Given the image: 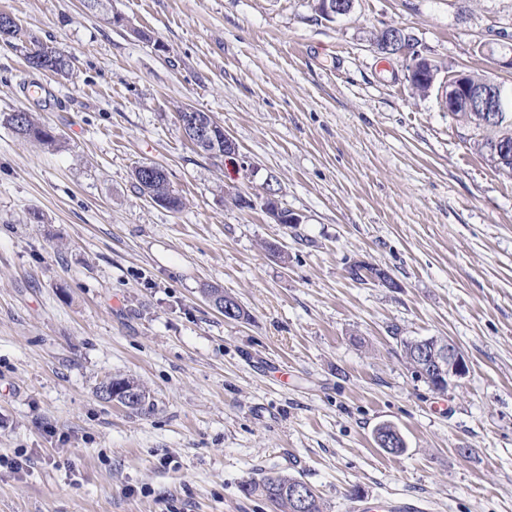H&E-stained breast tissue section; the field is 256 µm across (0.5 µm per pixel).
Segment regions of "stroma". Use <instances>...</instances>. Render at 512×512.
Instances as JSON below:
<instances>
[{
  "mask_svg": "<svg viewBox=\"0 0 512 512\" xmlns=\"http://www.w3.org/2000/svg\"><path fill=\"white\" fill-rule=\"evenodd\" d=\"M0 0V512H277L242 485L287 475L323 512L402 499L512 512V177L373 34L404 28L442 71L512 87V0ZM147 32L139 39L137 30ZM69 55L62 78L27 48ZM47 85L46 100L24 83ZM236 144L199 152L178 112ZM33 113L56 136L15 135ZM162 167L185 202L133 178ZM303 218L279 224L266 186ZM279 243L284 257L271 254ZM391 285L353 278V266ZM236 297L230 321L207 298ZM469 362L434 392L403 340ZM146 391L102 400L114 377ZM389 424L405 449L376 441ZM6 122L16 135L40 145L52 147L56 136L52 131L33 118L29 112H13L6 117ZM150 167L151 175L146 176L145 167ZM134 178L140 191L150 198L159 199L154 201L158 205H165V208L178 212L183 208L182 198L171 188L164 171L156 165H140L134 170ZM123 385H126L128 387H134L135 389H137L139 391L140 395L134 390L125 389L124 391L121 392L119 397H116L114 395V398H119L124 404H126L128 406L134 405L136 403V401L138 400L137 401L138 406L133 407V408H139L140 406H142L145 403V400H146L145 390L140 386L139 383H137L133 379H129V378H113V379H111L108 383L103 384L100 387V391H99L100 396L102 397V399L112 400V396H111L112 388L114 389V387H116V386H123Z\"/></svg>",
  "mask_w": 512,
  "mask_h": 512,
  "instance_id": "stroma-1",
  "label": "stroma"
}]
</instances>
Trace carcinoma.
<instances>
[{
  "label": "carcinoma",
  "mask_w": 512,
  "mask_h": 512,
  "mask_svg": "<svg viewBox=\"0 0 512 512\" xmlns=\"http://www.w3.org/2000/svg\"><path fill=\"white\" fill-rule=\"evenodd\" d=\"M27 60L31 68L48 71L55 75L65 76L73 67L72 58L55 52L53 54L27 53ZM453 119L470 129V140L482 152L494 169L512 175V153L502 152L499 147L512 146V111L503 113V119L492 121L482 112H468L457 110L451 113ZM6 122L16 135L51 147L56 143V136L52 131L33 118L29 112H13L6 117ZM134 178L140 191L150 198L166 201V208L178 212L183 208L182 198L171 188L164 171L156 165L150 166V174H145L143 166L134 170ZM356 279L366 283L381 278L382 272L368 265H357L351 270ZM126 385L137 389L140 397L137 405L145 403L146 392L136 381L129 378H113L100 387V396L105 400L112 399V388ZM298 479L288 476L265 477L259 481H251L242 486L246 496L258 495L272 504L279 512H322L319 497L312 495L311 499L299 507L288 492Z\"/></svg>",
  "instance_id": "obj_1"
}]
</instances>
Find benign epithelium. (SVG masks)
Wrapping results in <instances>:
<instances>
[{"instance_id":"obj_1","label":"benign epithelium","mask_w":512,"mask_h":512,"mask_svg":"<svg viewBox=\"0 0 512 512\" xmlns=\"http://www.w3.org/2000/svg\"><path fill=\"white\" fill-rule=\"evenodd\" d=\"M321 2L322 13L328 18L347 15L351 11L345 0ZM378 50L386 57L395 56L405 60L409 82H426V73L419 55L413 53V48L401 41L398 28L391 27L383 31ZM431 87L437 88L439 99L449 112L460 106L478 112L509 111L504 87L494 80L471 86L457 73L451 80L433 77ZM179 122L187 138L199 149L209 143L215 129V125L203 122L198 115V109L192 106L182 109ZM409 362L417 374L422 372V367H429L437 382L436 390L439 392L446 391L449 385L459 382L469 373L466 357L450 340L441 337L433 338L427 345H419Z\"/></svg>"}]
</instances>
